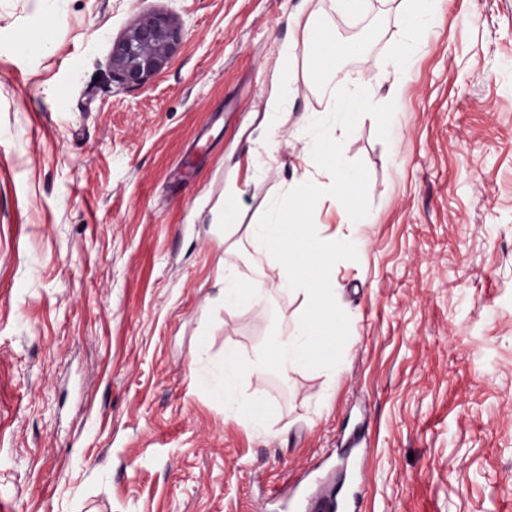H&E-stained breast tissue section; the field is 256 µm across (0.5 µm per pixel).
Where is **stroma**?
<instances>
[{
	"label": "stroma",
	"instance_id": "35a3bbf8",
	"mask_svg": "<svg viewBox=\"0 0 512 512\" xmlns=\"http://www.w3.org/2000/svg\"><path fill=\"white\" fill-rule=\"evenodd\" d=\"M0 0V512H305L316 481L357 512H512V0ZM149 12L183 25L150 83L112 78L113 40ZM370 34L335 86L394 101L344 155L371 221L333 197L318 236L358 239L331 277L350 333L337 373L244 376L263 428L200 387L226 346L254 360L304 295L224 304V272L277 261L251 238L306 157L331 92L299 22ZM47 32L41 51L19 44ZM293 91L266 110L281 56ZM406 61L397 91L386 79ZM243 229L215 214L230 188ZM405 2L403 20L410 31L421 21L433 14L437 0H403Z\"/></svg>",
	"mask_w": 512,
	"mask_h": 512
}]
</instances>
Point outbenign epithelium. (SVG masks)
<instances>
[{"mask_svg": "<svg viewBox=\"0 0 512 512\" xmlns=\"http://www.w3.org/2000/svg\"><path fill=\"white\" fill-rule=\"evenodd\" d=\"M183 39V28L172 15H143L112 44V78L125 86L148 83L168 64Z\"/></svg>", "mask_w": 512, "mask_h": 512, "instance_id": "1", "label": "benign epithelium"}]
</instances>
